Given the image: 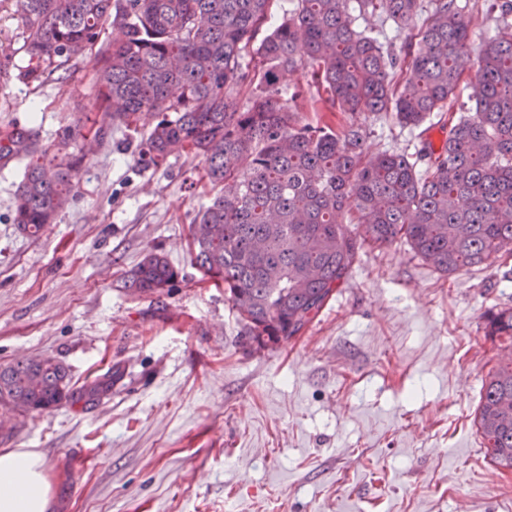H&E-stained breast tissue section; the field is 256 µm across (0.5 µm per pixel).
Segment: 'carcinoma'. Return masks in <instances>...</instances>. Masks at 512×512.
Wrapping results in <instances>:
<instances>
[{
  "instance_id": "carcinoma-1",
  "label": "carcinoma",
  "mask_w": 512,
  "mask_h": 512,
  "mask_svg": "<svg viewBox=\"0 0 512 512\" xmlns=\"http://www.w3.org/2000/svg\"><path fill=\"white\" fill-rule=\"evenodd\" d=\"M274 0H16L33 78L68 72L107 26L125 38L93 57L101 126L156 121L140 144L145 165L192 154L220 186L190 225L191 261L235 312L241 336L276 346L302 335L347 284L363 250L406 243L437 272L490 265L512 251V0H487L493 36L474 43L470 0H291L281 24L245 53ZM380 11L417 41L400 57L354 28ZM477 70L440 147L365 156L367 128L389 117L418 128L455 100L464 65ZM317 66L308 95L286 97L283 74ZM341 114L300 120L304 104ZM37 133L0 128V166L29 160L13 223L36 237L65 204L82 158L35 159ZM179 272L150 252L123 280L161 296ZM485 335L512 345V307L483 314ZM118 364L76 386L60 361L0 365V398L23 413L96 406L89 387L121 381ZM487 454L512 471V357L482 382L477 416Z\"/></svg>"
}]
</instances>
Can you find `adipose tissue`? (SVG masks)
I'll return each mask as SVG.
<instances>
[{
  "mask_svg": "<svg viewBox=\"0 0 512 512\" xmlns=\"http://www.w3.org/2000/svg\"><path fill=\"white\" fill-rule=\"evenodd\" d=\"M52 506L44 457L26 449L0 452V512H50Z\"/></svg>",
  "mask_w": 512,
  "mask_h": 512,
  "instance_id": "obj_1",
  "label": "adipose tissue"
}]
</instances>
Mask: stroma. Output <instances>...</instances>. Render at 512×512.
Returning <instances> with one entry per match:
<instances>
[{"instance_id": "1", "label": "stroma", "mask_w": 512, "mask_h": 512, "mask_svg": "<svg viewBox=\"0 0 512 512\" xmlns=\"http://www.w3.org/2000/svg\"><path fill=\"white\" fill-rule=\"evenodd\" d=\"M15 0H0V127L83 158L40 237L13 208L24 163L0 170V364L51 357L73 383L113 364L111 398L16 420L0 451L48 463L53 512H512L473 419L504 345L482 315L512 306V256L441 276L408 246L370 249L303 336L256 354L223 289L190 260L215 193L199 159L144 167L154 123L102 128L92 64L33 78ZM417 130L372 123L368 152L413 151ZM179 272L163 295L122 287L151 251Z\"/></svg>"}]
</instances>
